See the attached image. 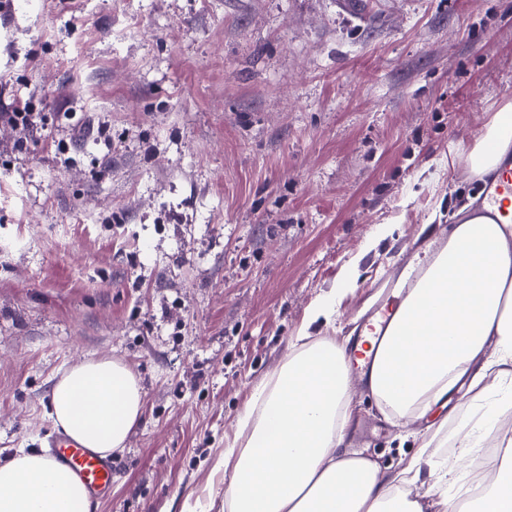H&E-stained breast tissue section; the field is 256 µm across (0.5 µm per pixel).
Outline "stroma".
Masks as SVG:
<instances>
[{
	"label": "stroma",
	"mask_w": 512,
	"mask_h": 512,
	"mask_svg": "<svg viewBox=\"0 0 512 512\" xmlns=\"http://www.w3.org/2000/svg\"><path fill=\"white\" fill-rule=\"evenodd\" d=\"M0 454L46 450L53 384L115 358L144 393L96 512H224L211 458L316 301L340 347L433 261L485 181L448 151L512 101V0H8L0 107ZM104 122L107 137H72ZM347 448L414 433L360 383ZM40 113L33 112L29 103L25 102L23 106H11L1 112L0 121L11 125L18 134V140L23 142L42 128Z\"/></svg>",
	"instance_id": "obj_1"
}]
</instances>
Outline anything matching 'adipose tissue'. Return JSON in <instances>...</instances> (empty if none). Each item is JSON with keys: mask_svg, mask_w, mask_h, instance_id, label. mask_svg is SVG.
<instances>
[{"mask_svg": "<svg viewBox=\"0 0 512 512\" xmlns=\"http://www.w3.org/2000/svg\"><path fill=\"white\" fill-rule=\"evenodd\" d=\"M512 154V102L480 129L472 148H456L449 167L466 163L484 177ZM335 298L317 302L290 342L272 386L257 390L239 414L240 434L225 442L212 469L224 474V512H423L410 498L422 487L418 463L392 476L346 451L351 376L345 351L311 336L331 318ZM369 389L382 408L427 415L458 391L453 447L476 461L483 432L512 406V232L480 217L456 225L404 303ZM143 410L140 386L122 361L85 359L54 383L49 417L84 447L109 455L124 447ZM478 512H512V435ZM426 487V486H423ZM428 494L456 512L448 471ZM84 485L46 454L20 448L0 461V512H86Z\"/></svg>", "mask_w": 512, "mask_h": 512, "instance_id": "ef3b65f1", "label": "adipose tissue"}]
</instances>
